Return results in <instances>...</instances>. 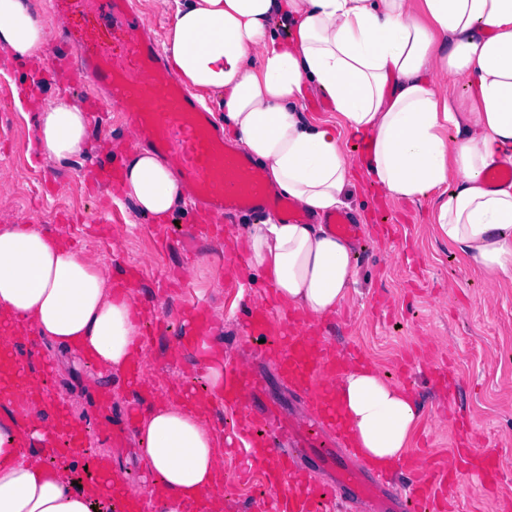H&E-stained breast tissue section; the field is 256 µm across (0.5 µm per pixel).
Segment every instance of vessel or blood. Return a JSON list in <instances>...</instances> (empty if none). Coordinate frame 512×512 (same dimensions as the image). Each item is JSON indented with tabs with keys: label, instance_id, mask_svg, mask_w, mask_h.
I'll list each match as a JSON object with an SVG mask.
<instances>
[{
	"label": "vessel or blood",
	"instance_id": "b4317fda",
	"mask_svg": "<svg viewBox=\"0 0 512 512\" xmlns=\"http://www.w3.org/2000/svg\"><path fill=\"white\" fill-rule=\"evenodd\" d=\"M72 6L89 19L90 26L82 35L66 30L51 41V68L29 80L32 101H40L49 84L92 87L93 136L109 137L121 131L130 149L149 151L176 170L197 204L198 219L189 227L195 238L213 241L223 234L225 225L256 223L273 213L285 223H322L336 235L359 239L356 215L336 211L318 216L297 209L290 197L266 180L256 161L225 137L223 124L172 77L134 0H73ZM117 30L126 35L119 50L112 46ZM114 109L122 116L117 130L107 120ZM86 176L99 190L112 192L122 183L124 167L112 159L99 160L88 167ZM124 275L122 288L140 292L144 305L159 304V292L143 290L139 269L125 268ZM273 307L272 295L251 299L240 308L238 324L243 335L261 342V353L274 366L278 381L307 402L310 421L277 423L274 407L262 397V379L230 360L224 363V383L216 402L234 413L235 434L266 454L265 476L278 490L275 512H319L321 506L340 499L373 501L375 512H410L415 504L422 512H453L446 492L466 472L475 470L489 481H498L501 455L490 448L465 445L456 448L450 467L431 459L406 460L409 493L397 495L386 468L361 456L341 417L337 382L359 365V356L331 349L329 341L319 338L316 321L297 312L285 313L283 326H274ZM179 323L180 345L196 354L195 339L207 335L209 328L204 300L189 299ZM35 371L44 377L50 374L47 364L1 354L0 389L26 385L27 395L48 406L61 423L47 449L48 457L65 453L90 459L88 485L107 484L103 463L89 455L86 429L66 424V408L50 389L29 386ZM149 494L144 488L114 498V512H145Z\"/></svg>",
	"mask_w": 512,
	"mask_h": 512
}]
</instances>
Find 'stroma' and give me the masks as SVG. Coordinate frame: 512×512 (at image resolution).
<instances>
[{
	"label": "stroma",
	"instance_id": "obj_1",
	"mask_svg": "<svg viewBox=\"0 0 512 512\" xmlns=\"http://www.w3.org/2000/svg\"><path fill=\"white\" fill-rule=\"evenodd\" d=\"M25 75L23 68L0 69V104L4 105L11 136L0 143V186L15 188L32 179L34 189L25 200L10 198L0 206V225L33 224L45 211L61 214L50 226L57 237L79 248L86 256L133 265L146 285L166 281L167 302L184 306L180 250L195 249L191 263L195 292L210 310L224 316L226 357L265 376L266 400L282 419L305 421V405L263 364L251 342L235 323L238 298L226 286L227 265L236 255L226 238L238 228L228 224L217 242L191 244L180 250L156 248L152 229L128 199L109 201L85 186V171L93 154L113 156L109 141L95 142L93 154L71 161L47 164L36 159L34 111H20L13 102V85ZM347 199L352 211L382 212L391 224L390 236L379 234L375 223L364 227V237L354 245L357 282L336 316L344 323L332 338L358 351L372 362L385 380L411 391L422 410V421L412 454L448 462L461 438L494 450L512 449V281L491 283L447 241L431 222L432 202L389 200L372 185L364 171H355ZM173 335H159L146 345L142 365L156 388L176 382L203 385L191 355L169 358ZM412 358L417 368L403 372L401 363ZM447 364L457 380L452 393L437 392L428 379L430 367ZM75 365L53 367L51 384L63 397L66 410L80 424L88 425L92 446L108 449L112 461L122 464L132 480L145 479L133 434L114 437L112 425L121 421L131 400L122 377L103 380L93 390L74 388ZM249 446L224 449L225 499L250 505L251 512H266L276 491L265 483L264 473L246 467ZM458 512H503L512 502V471L504 472L496 488L483 477L468 473L450 491Z\"/></svg>",
	"mask_w": 512,
	"mask_h": 512
}]
</instances>
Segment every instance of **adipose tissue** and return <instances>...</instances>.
Masks as SVG:
<instances>
[{"instance_id": "1", "label": "adipose tissue", "mask_w": 512, "mask_h": 512, "mask_svg": "<svg viewBox=\"0 0 512 512\" xmlns=\"http://www.w3.org/2000/svg\"><path fill=\"white\" fill-rule=\"evenodd\" d=\"M173 19L162 47L190 90L263 163L266 177L309 211L344 205L352 159L342 133L366 136V173L391 200L434 197L433 222L449 247L491 280H512V185L485 170L512 163V0H161ZM294 32L283 41L278 27ZM50 29L25 0H0V49L39 71ZM438 70L470 86L466 101L428 81ZM331 98L332 122L297 109L305 82ZM90 118L68 95L35 115L38 154L62 163L89 146ZM124 195L139 213L165 218L190 190L147 152L125 156ZM264 270L280 300L315 320L333 315L357 278L350 242L319 224L246 225L230 242ZM139 303L107 270L39 224L0 226V346L33 333L55 351L92 359L79 377L91 389L141 359ZM224 318L198 337L211 393L196 406L157 392L140 415L139 453L152 475L156 512H188L201 501L224 512L215 481L224 450L208 412L224 380L217 356ZM338 398L362 455L385 466L406 458L421 422L415 398L375 368H355ZM53 431L34 401L0 413V512H100L106 498L73 483L28 445Z\"/></svg>"}]
</instances>
